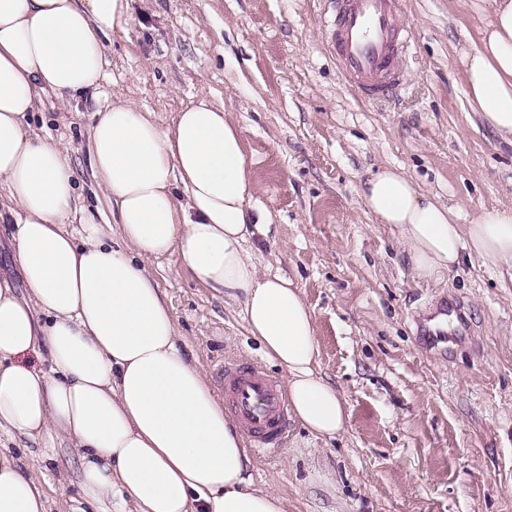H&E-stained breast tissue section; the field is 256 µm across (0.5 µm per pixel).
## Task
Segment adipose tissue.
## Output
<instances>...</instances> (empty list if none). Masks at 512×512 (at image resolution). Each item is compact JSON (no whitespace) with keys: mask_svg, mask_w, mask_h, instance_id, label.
Returning a JSON list of instances; mask_svg holds the SVG:
<instances>
[{"mask_svg":"<svg viewBox=\"0 0 512 512\" xmlns=\"http://www.w3.org/2000/svg\"><path fill=\"white\" fill-rule=\"evenodd\" d=\"M131 3L0 0V223L19 269L0 276V512H51L49 490L8 449L22 438L45 460L74 450L91 512L115 496L126 512H286L285 496L246 479L250 452L203 366L180 348L151 269L178 256L201 286L240 305L283 374L293 420L321 439L346 430L347 408L319 370L312 310L247 247L271 223L252 204L239 127L204 96L167 127L129 101L98 112L87 150L112 212L101 223L76 204L67 148L29 124L43 95L97 88L105 41ZM459 63L471 109L512 141V0H491ZM361 197L376 223L398 228L420 278L448 274L467 254L512 267V207L461 224L392 168ZM31 355L49 369L29 365Z\"/></svg>","mask_w":512,"mask_h":512,"instance_id":"1","label":"adipose tissue"}]
</instances>
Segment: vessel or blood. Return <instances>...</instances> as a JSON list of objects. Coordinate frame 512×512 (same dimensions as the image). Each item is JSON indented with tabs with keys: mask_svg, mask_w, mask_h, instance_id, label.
<instances>
[{
	"mask_svg": "<svg viewBox=\"0 0 512 512\" xmlns=\"http://www.w3.org/2000/svg\"><path fill=\"white\" fill-rule=\"evenodd\" d=\"M326 42L352 90L381 101L403 82L402 57L409 31L398 21L399 0H329ZM431 346L470 335L462 306L451 299L433 304L417 321ZM216 384L224 407L252 447L278 448L288 432V406L278 380L258 364L225 360Z\"/></svg>",
	"mask_w": 512,
	"mask_h": 512,
	"instance_id": "b4317fda",
	"label": "vessel or blood"
}]
</instances>
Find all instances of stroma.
I'll return each instance as SVG.
<instances>
[{
  "label": "stroma",
  "instance_id": "stroma-1",
  "mask_svg": "<svg viewBox=\"0 0 512 512\" xmlns=\"http://www.w3.org/2000/svg\"><path fill=\"white\" fill-rule=\"evenodd\" d=\"M482 0H402L414 35L397 97L360 100L325 49L324 0H133L106 43L96 94L42 98L39 134L69 149L79 204L109 215L86 148L96 113L125 98L170 125L199 94L241 129L253 204L272 233L255 256L293 279L314 313L320 370L346 402L347 430L315 438L289 423L283 445L252 453L254 487L280 491L288 512H512V279L477 257L438 281L416 278L397 228L361 201L383 167L471 223L512 207V144L484 126L465 95L459 56L477 40ZM153 270L181 344L206 370L263 363L239 307L202 288L176 257ZM451 297L472 334L440 352L419 313ZM53 488L57 512L78 495L72 449L39 461L14 452Z\"/></svg>",
  "mask_w": 512,
  "mask_h": 512
}]
</instances>
